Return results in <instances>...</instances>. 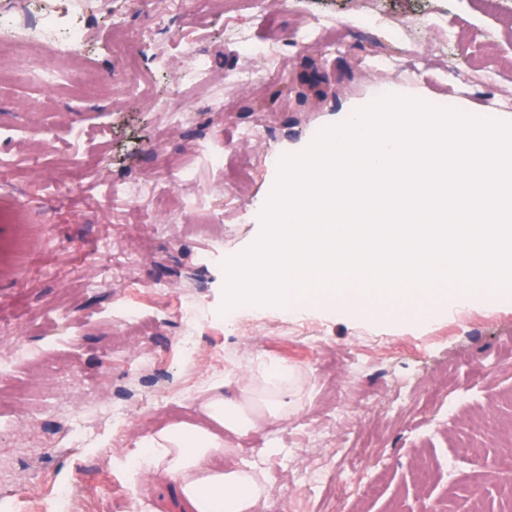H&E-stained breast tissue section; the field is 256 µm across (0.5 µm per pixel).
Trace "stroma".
<instances>
[{
    "mask_svg": "<svg viewBox=\"0 0 512 512\" xmlns=\"http://www.w3.org/2000/svg\"><path fill=\"white\" fill-rule=\"evenodd\" d=\"M65 25L86 31L82 54L91 90L42 79L48 54L22 58L24 79L0 83V357L22 353L0 375V473L50 496L77 485L83 512H182L174 485L134 475L151 432L195 416L193 398L227 374L249 379L262 363L285 362L300 377L287 420L237 440L239 458L264 465V512H512V492L487 480L499 455L478 424L512 423V299L441 312L423 324L392 325L316 313L289 318L250 306L224 318L226 260L249 248L278 176V160L314 141L350 106L399 93L425 103L453 99L458 112L498 119L512 112V0H267L258 15L196 0H72ZM378 12L401 31L363 28ZM342 24L343 49L323 40L285 45L309 24ZM246 32L278 47L281 77L261 75L235 39ZM184 35L211 71L256 69L252 84L215 87L186 80ZM151 88L125 87L139 70ZM188 114L165 127L173 100ZM264 124L262 136L240 138ZM46 129L49 147L35 132ZM223 151L211 166L205 148ZM194 165L195 185L178 187L186 209L155 198L113 219L99 199L113 185L138 195L144 179ZM247 174L243 198L224 189L225 168ZM208 188L198 197L195 186ZM146 318L112 343L118 307ZM197 327L186 341L181 310ZM27 385L26 403L12 399ZM101 420L96 442L67 447L73 418ZM334 426L331 447L300 452L312 424ZM284 441L291 460L267 454ZM470 451L461 454L459 443ZM378 482L376 493L363 486Z\"/></svg>",
    "mask_w": 512,
    "mask_h": 512,
    "instance_id": "1",
    "label": "stroma"
}]
</instances>
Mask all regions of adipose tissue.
<instances>
[{
    "mask_svg": "<svg viewBox=\"0 0 512 512\" xmlns=\"http://www.w3.org/2000/svg\"><path fill=\"white\" fill-rule=\"evenodd\" d=\"M296 368H268L261 409H253L251 383L214 381L194 400L198 422L169 424L145 439L144 474L174 483L186 512H257L269 489L246 461L233 454L236 438L265 430L288 416L280 395Z\"/></svg>",
    "mask_w": 512,
    "mask_h": 512,
    "instance_id": "ef3b65f1",
    "label": "adipose tissue"
}]
</instances>
